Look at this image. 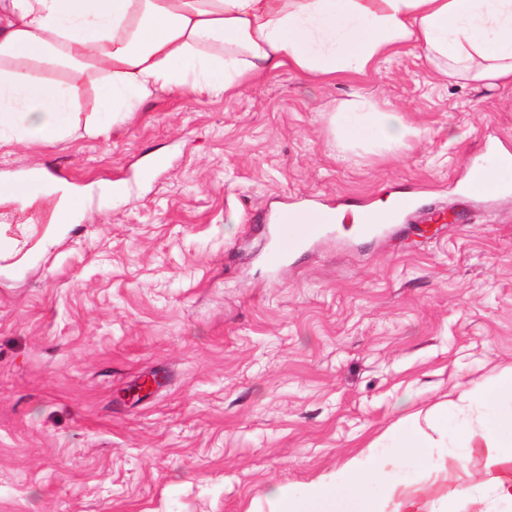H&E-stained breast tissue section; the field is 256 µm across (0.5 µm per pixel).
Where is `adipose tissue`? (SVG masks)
<instances>
[{
    "instance_id": "adipose-tissue-1",
    "label": "adipose tissue",
    "mask_w": 512,
    "mask_h": 512,
    "mask_svg": "<svg viewBox=\"0 0 512 512\" xmlns=\"http://www.w3.org/2000/svg\"><path fill=\"white\" fill-rule=\"evenodd\" d=\"M421 47L452 80L512 79V0H0V132L53 143L84 126L109 134L154 92H232L282 67L310 79L365 74L396 46ZM95 72L100 106L80 117L79 86L56 72ZM341 137L402 145L408 127L358 100L337 114ZM512 368L478 395L476 426L430 430L418 415L391 434L393 455L350 458L304 489L275 486L269 512H416L414 497L387 481L390 466L416 453L437 473L434 450L480 449L494 497L512 503Z\"/></svg>"
}]
</instances>
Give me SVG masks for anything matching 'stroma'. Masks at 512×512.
Here are the masks:
<instances>
[{
    "instance_id": "stroma-1",
    "label": "stroma",
    "mask_w": 512,
    "mask_h": 512,
    "mask_svg": "<svg viewBox=\"0 0 512 512\" xmlns=\"http://www.w3.org/2000/svg\"><path fill=\"white\" fill-rule=\"evenodd\" d=\"M357 98L404 147L344 144ZM498 150L512 82L447 79L413 43L366 74L159 92L105 136H0V182L52 179L0 194V512H267L399 419L456 413L512 367V188H467ZM57 179L89 191L66 224ZM308 207L335 219L271 263L278 213ZM440 455L390 478L423 512L488 495L478 449ZM406 204L407 201L403 197L389 195L384 201H380L374 211L368 213L364 221L371 224L384 223L393 212L403 208Z\"/></svg>"
}]
</instances>
